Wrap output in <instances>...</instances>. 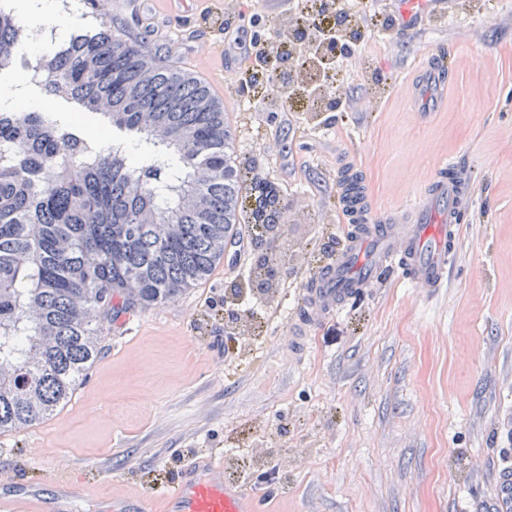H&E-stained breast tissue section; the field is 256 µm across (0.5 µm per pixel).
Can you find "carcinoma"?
<instances>
[{
  "label": "carcinoma",
  "instance_id": "obj_1",
  "mask_svg": "<svg viewBox=\"0 0 512 512\" xmlns=\"http://www.w3.org/2000/svg\"><path fill=\"white\" fill-rule=\"evenodd\" d=\"M31 31L0 11V67ZM43 90L104 127L142 135L84 155L52 112L0 118V434L68 402L101 350L107 318L168 303L206 278L225 222L233 135L207 90L101 16L41 54Z\"/></svg>",
  "mask_w": 512,
  "mask_h": 512
}]
</instances>
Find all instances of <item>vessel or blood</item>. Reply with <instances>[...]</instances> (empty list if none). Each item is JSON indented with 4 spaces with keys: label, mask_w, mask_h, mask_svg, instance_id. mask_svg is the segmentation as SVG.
<instances>
[{
    "label": "vessel or blood",
    "mask_w": 512,
    "mask_h": 512,
    "mask_svg": "<svg viewBox=\"0 0 512 512\" xmlns=\"http://www.w3.org/2000/svg\"><path fill=\"white\" fill-rule=\"evenodd\" d=\"M425 78L402 87L409 101L433 99L442 105L456 68L436 47L423 59ZM468 169L454 159L440 160L409 198L381 207L369 194L342 202L348 228L335 260L307 283L308 309L301 322L314 325L331 317L346 299L374 287L382 273L397 270L411 284L435 295L447 287L459 235L457 213L471 198ZM111 512H260L255 493L224 477L223 458L200 454L182 468L173 485L157 494L133 497L102 489ZM47 504L24 487L0 492V512H45Z\"/></svg>",
    "instance_id": "obj_1"
}]
</instances>
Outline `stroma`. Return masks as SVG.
Here are the masks:
<instances>
[{
  "label": "stroma",
  "mask_w": 512,
  "mask_h": 512,
  "mask_svg": "<svg viewBox=\"0 0 512 512\" xmlns=\"http://www.w3.org/2000/svg\"><path fill=\"white\" fill-rule=\"evenodd\" d=\"M57 32L111 19L170 67L203 69L234 106L235 152L287 189L282 236L256 245L249 224L201 284L172 302L119 314L99 361L42 424L0 435L9 483L54 495L53 480L86 488L69 512H101L102 470L113 490L172 484L189 456L220 450L228 479L260 493L261 512H501L497 485L512 466V10L459 0L456 14L408 34L371 39L352 59L358 109L330 100L313 63L294 80L293 112H250L246 65L225 54L224 28L294 22L269 0H70ZM456 62L448 106L431 114L400 87H365L373 72L421 78L429 45ZM68 119L69 101L38 84L0 79V96ZM359 156L378 205L409 196L439 159L474 175L455 273L435 296L400 272L323 323L294 329L322 254L336 253L338 167ZM286 256L261 320L246 291L261 253ZM237 313L235 329L225 330Z\"/></svg>",
  "instance_id": "stroma-1"
}]
</instances>
